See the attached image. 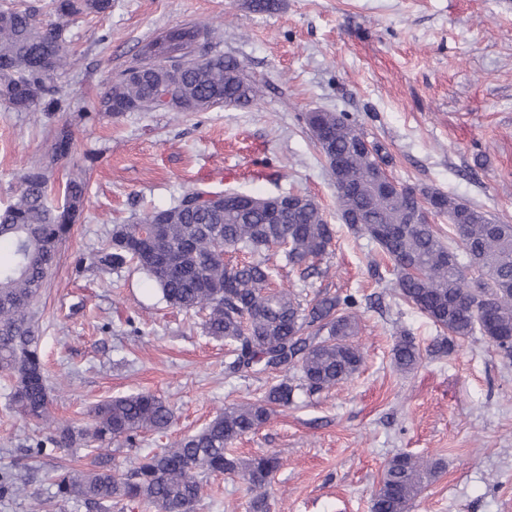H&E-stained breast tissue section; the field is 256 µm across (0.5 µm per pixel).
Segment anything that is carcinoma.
<instances>
[{
    "label": "carcinoma",
    "mask_w": 512,
    "mask_h": 512,
    "mask_svg": "<svg viewBox=\"0 0 512 512\" xmlns=\"http://www.w3.org/2000/svg\"><path fill=\"white\" fill-rule=\"evenodd\" d=\"M112 0H54V19L45 23L38 12L0 8V101L15 112L37 108L66 109L57 85L59 72L73 64L66 33L78 17L105 14ZM185 50L171 58H148L112 79L92 112H205L213 107H248L259 90L246 82V63L230 54L197 55L188 41L167 49ZM305 124L332 132L316 142L322 156L344 157V180L351 189L336 205L351 225L393 261L399 298L419 310L440 332L438 347L448 351L456 339L480 333L488 344L512 360V224L493 220L473 205L441 192L414 196L378 194L374 173L386 165L385 148H358L363 133L342 113L308 112ZM73 142L62 131L55 139L50 163L71 155ZM48 167L33 166L21 178L13 202L0 209V376L11 382V407L49 435L27 445L32 458L75 446L97 450L85 468L61 467L49 478L55 495L81 502L89 512H112L127 502L146 504L156 512H196L203 479L239 474L254 493L250 512H269L267 488L280 467L274 453L241 459L230 453L239 438L259 430L273 409L288 407L298 394L312 397L352 380L363 354L351 341L359 330L354 295L317 294L304 301L294 292L271 288L273 270L263 253L284 248L288 265L306 280L321 274L319 262L333 240L320 205L305 195L254 196L229 193L224 204L207 205L210 192L195 189L172 205L140 213L131 224L116 225L111 239L89 256V264L117 271L134 265L156 284L162 299L185 311L203 313L206 335L229 346L224 360L227 377L277 372L282 379L255 400L224 407L192 435L169 442L158 453L136 457L125 471L109 465L106 446H136L146 432L164 433L174 422L173 406L150 392L96 403L91 424L60 423L51 412L52 389L42 359L34 305L52 270L57 252L84 208V183L79 178L62 188L64 203L51 202ZM302 204L283 209L286 200ZM462 223L451 224L454 235L443 238L431 224L412 217L420 200ZM147 224L160 225L156 242L142 240ZM245 251L250 261L232 264L226 255ZM466 263H461L460 255ZM393 361L401 372L421 363L422 352L409 331L400 332ZM440 463L422 454L391 457L372 499V512H409L425 481ZM28 494L26 472L0 473V501Z\"/></svg>",
    "instance_id": "obj_1"
}]
</instances>
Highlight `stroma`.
Listing matches in <instances>:
<instances>
[{
    "label": "stroma",
    "mask_w": 512,
    "mask_h": 512,
    "mask_svg": "<svg viewBox=\"0 0 512 512\" xmlns=\"http://www.w3.org/2000/svg\"><path fill=\"white\" fill-rule=\"evenodd\" d=\"M184 24L217 30L201 51L246 61L261 90L255 104L81 119L145 43ZM67 40L75 62L58 77L67 111L0 103V208L63 128L74 149L51 182L77 176L87 186L83 215L37 303L55 416L86 424L90 405L115 396L166 399L177 415L167 433L142 434L132 448L112 444L125 468L225 406L261 396L271 379L225 377L223 341L169 307L142 272L102 273L82 259L109 241L114 225L195 188L300 192L335 230L328 274L300 279L273 250L274 285L310 296L356 293L353 342L364 364L353 380L276 409L233 445L241 457L278 455L270 512H371L387 461L403 452L441 463L411 512H512V363L478 334L446 356L430 355L435 326L396 295L393 264L378 245L342 223L336 186L303 120L312 110L346 114L384 146L398 183L512 223V0H277L262 14L248 0H112L110 13L77 18ZM404 328L425 352L408 374L392 363ZM9 392L0 379V470L32 466L31 489L47 512H86L56 498L44 478L84 465L86 449L29 460L34 429L11 409ZM250 497L242 479L213 476L197 512H249Z\"/></svg>",
    "instance_id": "1"
}]
</instances>
